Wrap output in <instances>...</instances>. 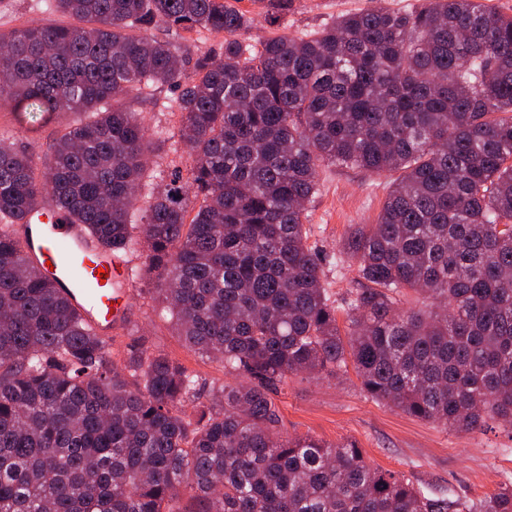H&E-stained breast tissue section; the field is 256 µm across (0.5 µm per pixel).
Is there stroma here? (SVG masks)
I'll list each match as a JSON object with an SVG mask.
<instances>
[{"mask_svg": "<svg viewBox=\"0 0 512 512\" xmlns=\"http://www.w3.org/2000/svg\"><path fill=\"white\" fill-rule=\"evenodd\" d=\"M421 0H294L288 14L275 19L265 14L257 0H238L250 11V41L277 34L300 35L319 31L338 15L377 6L413 10ZM61 23L46 0H0V31L30 22ZM393 180L392 175H370L359 169L324 165L318 170L319 191L307 203L311 227L308 244L324 254L338 249L352 225L375 223ZM324 283L338 306L339 329H346L343 306L357 286L353 262L341 259L324 266ZM130 320L138 332H113L111 358L123 363L131 350L158 349L179 361L199 379L201 401L212 387L239 383L221 365L190 351L177 336L169 319L149 300L133 294ZM282 435L313 437L327 443L356 442L366 461L375 467L405 473L415 484L434 489H454L474 500L496 493L512 475V427L490 424L483 430H449L423 421L371 399L361 389L355 371L336 378L292 376L274 395Z\"/></svg>", "mask_w": 512, "mask_h": 512, "instance_id": "obj_1", "label": "stroma"}]
</instances>
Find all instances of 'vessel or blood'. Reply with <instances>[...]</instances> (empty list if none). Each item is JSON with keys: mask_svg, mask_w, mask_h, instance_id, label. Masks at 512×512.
Wrapping results in <instances>:
<instances>
[{"mask_svg": "<svg viewBox=\"0 0 512 512\" xmlns=\"http://www.w3.org/2000/svg\"><path fill=\"white\" fill-rule=\"evenodd\" d=\"M17 236L38 267H50L55 286L86 321L101 331L124 321L132 297L126 264L104 250L85 225L44 202L18 225Z\"/></svg>", "mask_w": 512, "mask_h": 512, "instance_id": "b4317fda", "label": "vessel or blood"}]
</instances>
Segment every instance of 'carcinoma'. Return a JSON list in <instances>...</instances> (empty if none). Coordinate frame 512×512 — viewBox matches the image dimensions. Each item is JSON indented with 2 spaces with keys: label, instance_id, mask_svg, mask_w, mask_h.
<instances>
[{
  "label": "carcinoma",
  "instance_id": "1",
  "mask_svg": "<svg viewBox=\"0 0 512 512\" xmlns=\"http://www.w3.org/2000/svg\"><path fill=\"white\" fill-rule=\"evenodd\" d=\"M73 24L0 32V100L32 126L85 116L43 163L0 133V512H512L369 465L353 441L284 438L271 397L348 365L373 399L455 430L512 422V16L485 0L339 15L257 44L229 0H51ZM151 25L224 34L190 62ZM178 92L179 141L150 136L143 93ZM184 146L181 172L144 180ZM324 164L396 173L356 262L341 335L308 245ZM150 198L140 220L136 202ZM114 254L146 249L149 287L192 352L248 382L210 392L158 350L120 365L24 254L43 200ZM428 304L399 309L404 291ZM191 165L192 159L184 148H182L177 154L169 153L168 155H163L162 158L149 157L145 180L167 183L169 181L170 173L175 168H179L182 170L184 182H186L187 170ZM161 179H163V181Z\"/></svg>",
  "mask_w": 512,
  "mask_h": 512
}]
</instances>
